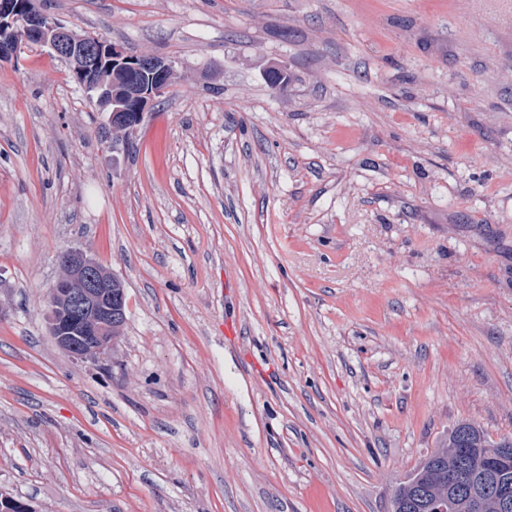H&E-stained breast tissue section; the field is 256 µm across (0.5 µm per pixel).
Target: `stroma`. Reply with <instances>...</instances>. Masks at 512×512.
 <instances>
[{
  "label": "stroma",
  "instance_id": "obj_1",
  "mask_svg": "<svg viewBox=\"0 0 512 512\" xmlns=\"http://www.w3.org/2000/svg\"><path fill=\"white\" fill-rule=\"evenodd\" d=\"M38 6L179 67L116 147L65 61L0 62V491L390 512L456 424L512 438V0ZM68 249L127 290L108 360L48 332Z\"/></svg>",
  "mask_w": 512,
  "mask_h": 512
}]
</instances>
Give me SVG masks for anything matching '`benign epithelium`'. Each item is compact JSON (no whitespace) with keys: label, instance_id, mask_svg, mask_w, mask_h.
Listing matches in <instances>:
<instances>
[{"label":"benign epithelium","instance_id":"benign-epithelium-1","mask_svg":"<svg viewBox=\"0 0 512 512\" xmlns=\"http://www.w3.org/2000/svg\"><path fill=\"white\" fill-rule=\"evenodd\" d=\"M37 46L66 59L85 84L101 93L98 104L108 114L112 128L128 139L152 103L170 88L166 76L176 73L172 58L147 56L136 62L124 49L97 37L83 35L42 13L32 0H0V62L17 56L23 48ZM71 272L61 271L47 294V324L60 349L81 361L110 357L126 319V289L113 287L117 278L80 251H71ZM78 281L80 287L70 283ZM512 458V441L497 448L493 459L500 465L480 481L459 466L448 469L439 496L418 500V512H447L448 501L467 488V512H484L486 485L494 489L497 512H512V472L501 468Z\"/></svg>","mask_w":512,"mask_h":512}]
</instances>
